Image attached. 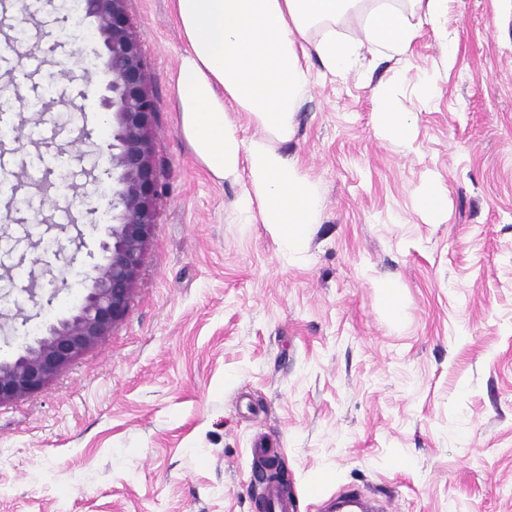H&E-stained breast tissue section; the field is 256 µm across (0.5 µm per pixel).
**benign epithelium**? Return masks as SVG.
Listing matches in <instances>:
<instances>
[{
  "label": "benign epithelium",
  "mask_w": 512,
  "mask_h": 512,
  "mask_svg": "<svg viewBox=\"0 0 512 512\" xmlns=\"http://www.w3.org/2000/svg\"><path fill=\"white\" fill-rule=\"evenodd\" d=\"M127 0H79L103 44L101 69L107 95L100 107L112 120V219L100 243L101 261L88 274L86 295L64 319L22 351L0 358V403L40 390L60 369L107 335L128 309L162 194L151 125L156 105L147 61L126 9Z\"/></svg>",
  "instance_id": "7a95c632"
}]
</instances>
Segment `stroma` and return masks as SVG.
Masks as SVG:
<instances>
[{"instance_id": "35a3bbf8", "label": "stroma", "mask_w": 512, "mask_h": 512, "mask_svg": "<svg viewBox=\"0 0 512 512\" xmlns=\"http://www.w3.org/2000/svg\"><path fill=\"white\" fill-rule=\"evenodd\" d=\"M127 12L157 104V222L124 319L0 404V512H260L258 446L298 512L349 496L383 512H512V0H448L406 61L370 54L343 80L310 55L294 130L271 142L321 197L293 255L240 213L247 178H215L181 132L172 0ZM19 28L41 64L0 75L7 124L27 133H0V153L44 174L0 192L32 222L0 265L6 354L14 315L38 338L86 291L108 224L83 197L108 190L112 141L105 87L81 78L101 49L93 23L19 11L0 42ZM380 84L413 118L409 146L377 127ZM431 181L448 192L437 224L415 208Z\"/></svg>"}]
</instances>
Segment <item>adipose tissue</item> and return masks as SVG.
Listing matches in <instances>:
<instances>
[{
  "mask_svg": "<svg viewBox=\"0 0 512 512\" xmlns=\"http://www.w3.org/2000/svg\"><path fill=\"white\" fill-rule=\"evenodd\" d=\"M188 49L181 59L176 95L181 131L209 172L224 180L247 173L245 205H258L262 223L282 246L297 252L320 202L296 163L273 149L288 137L300 99L311 82L305 64L315 49L332 75L345 77L366 54L405 58L423 27H436L448 0H173ZM359 14L363 36H337L335 27ZM319 38H312V31ZM377 126L409 142V114L397 111L387 88L373 90ZM249 113L261 127L244 139L227 119L228 107Z\"/></svg>",
  "mask_w": 512,
  "mask_h": 512,
  "instance_id": "obj_1",
  "label": "adipose tissue"
}]
</instances>
